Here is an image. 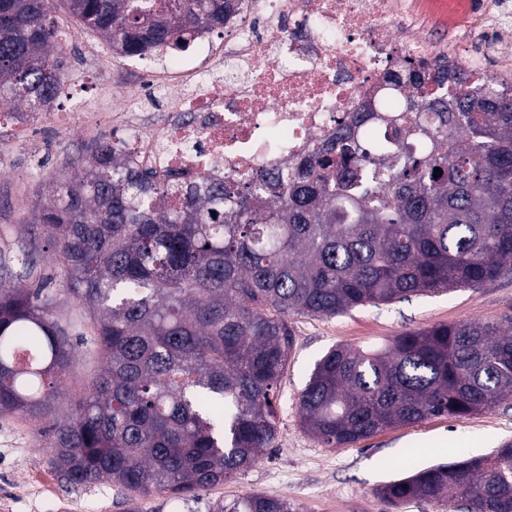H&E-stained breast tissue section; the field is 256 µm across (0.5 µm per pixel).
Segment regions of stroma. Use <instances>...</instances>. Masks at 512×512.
I'll return each instance as SVG.
<instances>
[{
	"label": "stroma",
	"mask_w": 512,
	"mask_h": 512,
	"mask_svg": "<svg viewBox=\"0 0 512 512\" xmlns=\"http://www.w3.org/2000/svg\"><path fill=\"white\" fill-rule=\"evenodd\" d=\"M57 24L68 72L84 65L85 43L97 41L64 9L52 15ZM88 138L78 121L63 124L43 117L31 136L14 142L0 127V147L9 146L12 161L0 167V282H26L56 293L63 280L57 255L30 234L29 221L45 196L43 186L67 163L84 157ZM33 252L36 266L25 274L21 257ZM75 301L61 302L57 314L77 320L82 339L74 350L75 373L64 384L48 419L21 415L0 417V512H126L116 487L107 482L68 486L48 463L50 423L67 421L75 400L100 367L93 333L79 320ZM512 315V274L476 291L438 292L382 306H364L336 316H295V345L278 389L279 429L270 450L236 477L182 500L160 494L145 500L146 512H211L252 493L281 496L300 503L305 512H445L434 502L413 500L393 507L378 488L433 463L482 455L512 440V403L469 417L436 416L393 427L358 443L326 448L300 424L296 401L316 361L331 347L381 345L405 331L466 320L495 322Z\"/></svg>",
	"instance_id": "stroma-1"
}]
</instances>
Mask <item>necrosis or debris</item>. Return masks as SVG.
Listing matches in <instances>:
<instances>
[{
    "label": "necrosis or debris",
    "mask_w": 512,
    "mask_h": 512,
    "mask_svg": "<svg viewBox=\"0 0 512 512\" xmlns=\"http://www.w3.org/2000/svg\"><path fill=\"white\" fill-rule=\"evenodd\" d=\"M224 33H200L191 54L165 61L92 58L93 75L121 67L140 79L134 99L86 107L85 129L112 127L134 165L184 180L245 178L292 165L349 119L361 101L400 111L387 87L405 59L447 63L449 76L475 79L477 56L457 41L439 46L413 0H237ZM428 13L456 26L464 15L490 36L489 50L512 85V0H427ZM164 108L151 111L155 89Z\"/></svg>",
    "instance_id": "necrosis-or-debris-1"
}]
</instances>
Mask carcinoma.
Here are the masks:
<instances>
[{"label": "carcinoma", "instance_id": "cac0c4a2", "mask_svg": "<svg viewBox=\"0 0 512 512\" xmlns=\"http://www.w3.org/2000/svg\"><path fill=\"white\" fill-rule=\"evenodd\" d=\"M112 50L186 47L224 26L228 0H61ZM51 0H0V101L49 111L63 73ZM410 62L388 77L404 112L367 100L301 165L247 180L164 179L103 138L51 177L35 218L97 341L101 370L50 464L68 485L112 483L127 512L249 468L278 430L294 315L335 316L512 273V95ZM376 123L377 138L354 129ZM442 175L433 177L435 168ZM75 322L41 288L0 284V413L40 417L73 372ZM512 398V317L336 346L301 391L325 447ZM400 504L512 512V441L383 485ZM214 512H304L250 494Z\"/></svg>", "mask_w": 512, "mask_h": 512}]
</instances>
